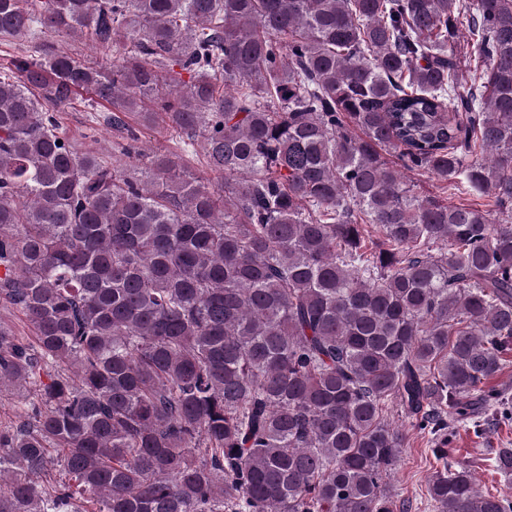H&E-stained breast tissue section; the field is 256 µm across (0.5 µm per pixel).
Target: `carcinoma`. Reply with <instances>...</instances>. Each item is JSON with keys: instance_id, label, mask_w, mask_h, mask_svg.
<instances>
[{"instance_id": "carcinoma-1", "label": "carcinoma", "mask_w": 512, "mask_h": 512, "mask_svg": "<svg viewBox=\"0 0 512 512\" xmlns=\"http://www.w3.org/2000/svg\"><path fill=\"white\" fill-rule=\"evenodd\" d=\"M3 37L0 297L34 336L0 322V394L30 392L0 512H410L394 407L438 512H512L449 448L512 417V0H0ZM79 90L127 159L158 114L187 140L81 152ZM47 41L55 50L68 53L81 63L102 65L104 67L112 63V57H103L96 49L81 38L49 34ZM391 421L407 435V440L399 461L386 479V488L398 501L409 500L414 506L418 504L419 509H413L412 512H436L434 508L425 505L428 481L436 466L428 437L404 422L396 408L392 412Z\"/></svg>"}]
</instances>
